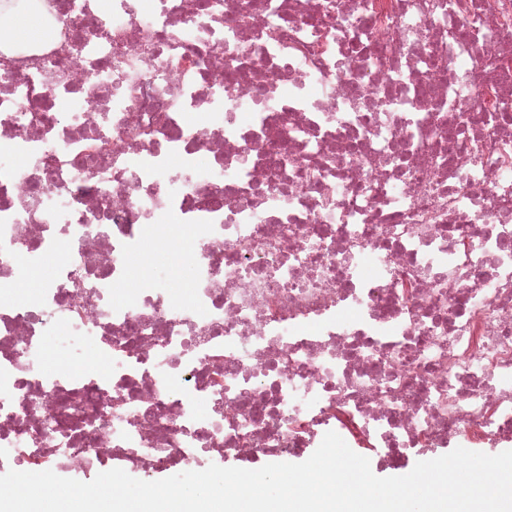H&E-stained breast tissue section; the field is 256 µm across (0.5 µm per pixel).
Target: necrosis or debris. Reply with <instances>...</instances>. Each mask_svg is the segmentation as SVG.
Here are the masks:
<instances>
[{"mask_svg":"<svg viewBox=\"0 0 512 512\" xmlns=\"http://www.w3.org/2000/svg\"><path fill=\"white\" fill-rule=\"evenodd\" d=\"M20 14L0 470L512 440V0H0Z\"/></svg>","mask_w":512,"mask_h":512,"instance_id":"necrosis-or-debris-1","label":"necrosis or debris"}]
</instances>
